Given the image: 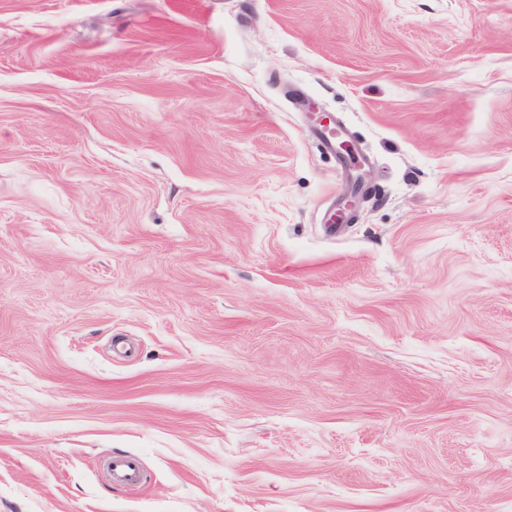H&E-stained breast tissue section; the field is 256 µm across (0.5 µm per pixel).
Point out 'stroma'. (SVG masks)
Here are the masks:
<instances>
[{"instance_id": "1", "label": "stroma", "mask_w": 512, "mask_h": 512, "mask_svg": "<svg viewBox=\"0 0 512 512\" xmlns=\"http://www.w3.org/2000/svg\"><path fill=\"white\" fill-rule=\"evenodd\" d=\"M0 512H512V0H0ZM112 474L124 485H137L143 481V476L135 462L126 457H117L112 460Z\"/></svg>"}]
</instances>
